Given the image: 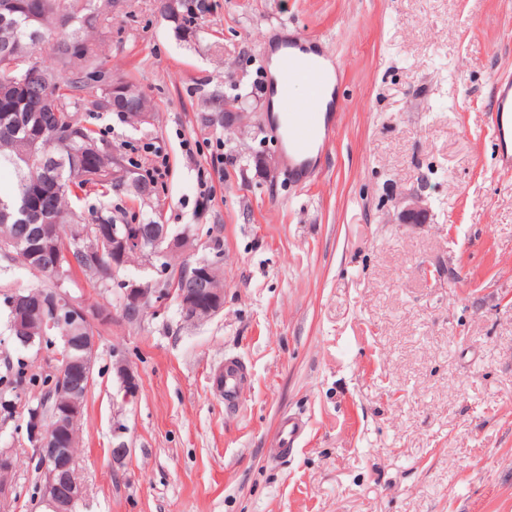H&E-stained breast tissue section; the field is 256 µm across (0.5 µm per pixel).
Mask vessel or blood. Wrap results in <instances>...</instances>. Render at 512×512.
Instances as JSON below:
<instances>
[{"label": "vessel or blood", "instance_id": "vessel-or-blood-1", "mask_svg": "<svg viewBox=\"0 0 512 512\" xmlns=\"http://www.w3.org/2000/svg\"><path fill=\"white\" fill-rule=\"evenodd\" d=\"M299 45L282 43L277 59V75L273 93L277 99L283 130L288 143V168L296 175L308 172L315 150L324 148L332 139L335 126L331 116L321 112L320 105L334 79L340 74L339 66L302 56ZM305 87L307 96H299L297 87ZM512 133V78L499 82L496 89L495 116L491 133L497 140H504ZM242 365L227 362L224 365V396L233 398L244 379ZM304 430L302 418L282 416L276 431V453L292 449Z\"/></svg>", "mask_w": 512, "mask_h": 512}]
</instances>
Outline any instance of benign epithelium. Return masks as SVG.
I'll return each mask as SVG.
<instances>
[{"instance_id": "7a95c632", "label": "benign epithelium", "mask_w": 512, "mask_h": 512, "mask_svg": "<svg viewBox=\"0 0 512 512\" xmlns=\"http://www.w3.org/2000/svg\"><path fill=\"white\" fill-rule=\"evenodd\" d=\"M401 224H421L426 219V208L416 198L407 204L398 216ZM189 235L185 232L172 235L167 232V225L159 227L157 242L161 248L152 253V257L161 260L157 273L160 276L158 282L169 278L170 267L162 263V260L173 254H184L189 251L185 242ZM142 239L130 226L115 224L112 226V263L127 264L128 257L141 252ZM122 288V315L129 320L141 318V312L151 306L162 307L173 299L182 306V319L187 324L206 321L215 316L222 309L224 297L221 288H205L200 293H191L179 288H148L146 283L136 279L123 278L119 280ZM54 320L49 325L64 324L78 317L89 323L100 322L105 315L90 303L68 293L63 300L52 306ZM81 349L84 352L82 359L86 372H91L94 366L97 337H80ZM117 376L121 381L123 399L130 401L136 398L140 392L138 380L122 359L115 362ZM66 395L67 406L64 413L65 419L56 425L54 434L40 433L37 436L35 453L45 472L50 475L49 481L43 488V497L54 512H71L74 504L82 497V488L76 478L69 471L68 459L72 456L69 448L57 446V438L60 430L67 426V419L78 416L81 411V398L87 390L78 387H67L61 390ZM19 459L8 448L0 450V474L10 476L17 469Z\"/></svg>"}]
</instances>
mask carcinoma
Masks as SVG:
<instances>
[{"label":"carcinoma","instance_id":"obj_1","mask_svg":"<svg viewBox=\"0 0 512 512\" xmlns=\"http://www.w3.org/2000/svg\"><path fill=\"white\" fill-rule=\"evenodd\" d=\"M114 0H13L0 10V83L24 81L20 91L0 98V170L12 173L0 184V257L20 259L40 284L26 290L32 300H51L56 289L69 291L80 275L100 288L116 286L126 273L112 268V212L88 218L76 213L80 193L94 186L103 195L122 191L136 197L152 193L153 181L128 169L120 173L118 156L78 114V106L118 112L134 124L147 110L136 95L114 99L99 85L97 48L93 33L100 16L112 12ZM57 29L52 63L38 54L45 32ZM171 278L179 288L195 285V268L174 267ZM98 334V326L50 327L36 315L24 335L39 342L47 336ZM78 342L62 351V377L83 381L78 369ZM29 411V424L39 419L56 424L55 384Z\"/></svg>","mask_w":512,"mask_h":512}]
</instances>
